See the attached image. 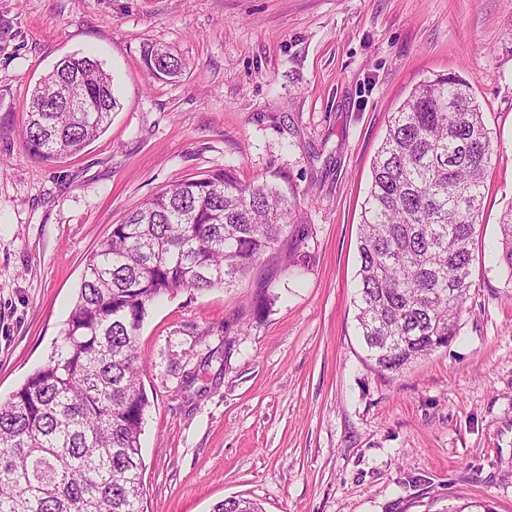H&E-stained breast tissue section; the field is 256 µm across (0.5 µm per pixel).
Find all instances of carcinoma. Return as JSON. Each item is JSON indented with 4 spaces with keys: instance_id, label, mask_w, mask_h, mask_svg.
Here are the masks:
<instances>
[{
    "instance_id": "obj_1",
    "label": "carcinoma",
    "mask_w": 512,
    "mask_h": 512,
    "mask_svg": "<svg viewBox=\"0 0 512 512\" xmlns=\"http://www.w3.org/2000/svg\"><path fill=\"white\" fill-rule=\"evenodd\" d=\"M152 77L182 60L144 50ZM76 81L71 95L56 93ZM118 107L96 60L70 56L30 94L22 138L52 165L81 152ZM497 152L470 83H419L389 122L360 224L356 321L372 369L394 377L448 347L474 287L485 173ZM302 223L296 200L268 181L220 169L168 185L93 251L62 338L48 360L0 400V512H144L140 435L149 398L137 332L160 297L232 285ZM512 278V205L500 222ZM212 512H264L231 497Z\"/></svg>"
}]
</instances>
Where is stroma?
<instances>
[{"label":"stroma","instance_id":"stroma-1","mask_svg":"<svg viewBox=\"0 0 512 512\" xmlns=\"http://www.w3.org/2000/svg\"><path fill=\"white\" fill-rule=\"evenodd\" d=\"M186 68L152 78L148 44ZM96 58L120 108L52 165L25 149L30 93ZM472 87L497 148L475 286L448 347L387 380L354 306L357 236L390 117L438 75ZM229 168L303 212L305 265L154 304L136 341L150 405L146 512H512V0H0V397L47 361L89 254L159 189ZM500 262L512 280V203L506 208L500 222ZM213 512H264L263 507L256 500L243 497L226 498L216 503Z\"/></svg>","mask_w":512,"mask_h":512}]
</instances>
